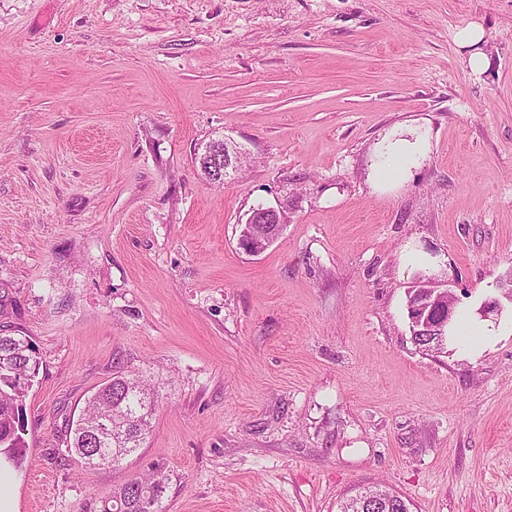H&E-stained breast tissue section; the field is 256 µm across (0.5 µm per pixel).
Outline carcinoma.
<instances>
[{
  "label": "carcinoma",
  "instance_id": "1",
  "mask_svg": "<svg viewBox=\"0 0 512 512\" xmlns=\"http://www.w3.org/2000/svg\"><path fill=\"white\" fill-rule=\"evenodd\" d=\"M412 340L421 347L448 338V326L443 331L420 330L410 327ZM7 360L12 373L0 376V451L14 467L20 468L27 457L21 414L26 390L16 387L13 377L39 374L40 359L33 346L17 337L0 335V360ZM158 403L155 385L135 373L116 372L86 402L78 419L69 424L67 447L83 460L87 469L118 466L135 452L150 433L151 421ZM110 423L111 429L96 431L98 421ZM165 488L159 469L142 477H134L112 492L103 501L100 512H159L161 494Z\"/></svg>",
  "mask_w": 512,
  "mask_h": 512
}]
</instances>
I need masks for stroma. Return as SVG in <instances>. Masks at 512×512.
<instances>
[{"instance_id": "obj_1", "label": "stroma", "mask_w": 512, "mask_h": 512, "mask_svg": "<svg viewBox=\"0 0 512 512\" xmlns=\"http://www.w3.org/2000/svg\"><path fill=\"white\" fill-rule=\"evenodd\" d=\"M413 132L425 158L381 189L383 139ZM218 136L246 157L214 183ZM261 205L287 222L251 256ZM420 277L498 335L415 345ZM511 277L512 0H0V334L41 362L18 512H98L157 467L161 512L368 486L512 512ZM118 370L155 384L153 431L88 470L68 423Z\"/></svg>"}]
</instances>
